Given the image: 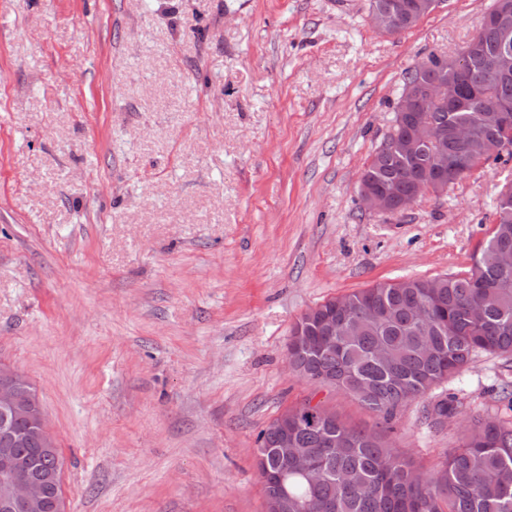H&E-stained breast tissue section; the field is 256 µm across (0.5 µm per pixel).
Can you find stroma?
Masks as SVG:
<instances>
[{"instance_id":"1","label":"stroma","mask_w":512,"mask_h":512,"mask_svg":"<svg viewBox=\"0 0 512 512\" xmlns=\"http://www.w3.org/2000/svg\"><path fill=\"white\" fill-rule=\"evenodd\" d=\"M491 4L391 35L369 0H0V362L37 389L66 512H265L258 434L307 399L424 474L473 416L512 423L498 355L388 421L287 367L310 308L465 273L487 240L512 162L399 214L358 185L405 72Z\"/></svg>"}]
</instances>
